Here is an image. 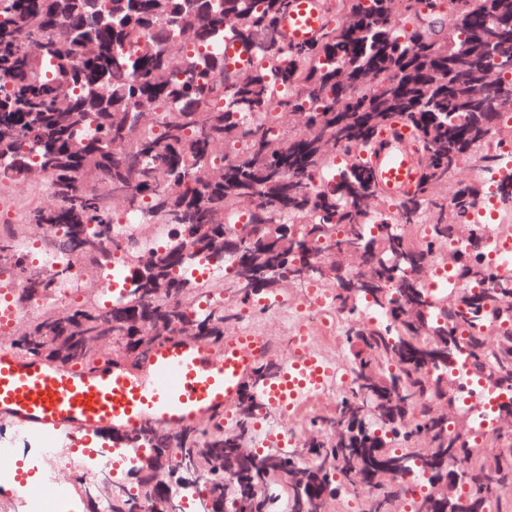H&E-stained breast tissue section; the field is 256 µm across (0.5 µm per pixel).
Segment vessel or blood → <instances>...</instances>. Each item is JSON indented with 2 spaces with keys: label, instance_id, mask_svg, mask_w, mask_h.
<instances>
[{
  "label": "vessel or blood",
  "instance_id": "vessel-or-blood-1",
  "mask_svg": "<svg viewBox=\"0 0 512 512\" xmlns=\"http://www.w3.org/2000/svg\"><path fill=\"white\" fill-rule=\"evenodd\" d=\"M322 21L321 0H292L281 27L289 41H308ZM385 150L369 157L377 185L395 199L411 194L422 176L415 129L395 121L378 135ZM272 341L249 332L208 344L184 335L156 341L137 370L107 361L86 367L50 363L0 350V419L51 442L60 428L81 437L145 426L175 430L212 421L233 408ZM315 360L298 358L262 392L271 403H294L303 381H321Z\"/></svg>",
  "mask_w": 512,
  "mask_h": 512
}]
</instances>
